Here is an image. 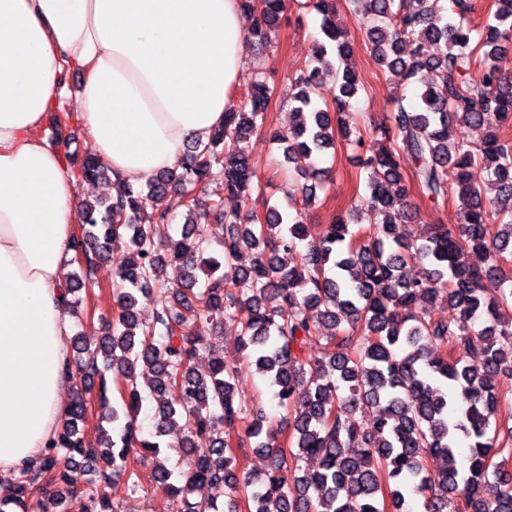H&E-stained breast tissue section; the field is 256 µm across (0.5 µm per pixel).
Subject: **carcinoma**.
I'll return each instance as SVG.
<instances>
[{"label": "carcinoma", "instance_id": "1", "mask_svg": "<svg viewBox=\"0 0 512 512\" xmlns=\"http://www.w3.org/2000/svg\"><path fill=\"white\" fill-rule=\"evenodd\" d=\"M349 2L377 67L414 88L413 102L394 101L377 128L383 146L365 160V232L334 217L318 243H306L303 208L318 199L313 184H295L300 204L286 210L273 205L260 216L246 208L258 185L248 142L275 92L264 71L208 142L187 146L181 172L140 185L115 177L116 195L82 205L85 225L71 246L83 255L82 274L66 276L64 292L80 315L76 293L110 261L116 308L95 345L71 337L68 366L87 385L73 392L35 464L0 476V512H116L115 482L140 487L132 457L152 461V479L173 497L175 512H241L242 492L249 512H385L386 502L390 512H409L417 495L423 512H512V426L492 421L512 392V273L502 266L512 254V0H494L479 28L468 22L470 0H450V20L437 16L431 0ZM240 4L253 17L251 38L271 45L288 0ZM313 8L324 40L294 80L292 124L274 135L297 174L335 148L336 131L348 136L346 118L362 88L332 0H313ZM329 73L336 87L314 97ZM462 128L486 134L473 146L457 134ZM404 158L414 164L422 197L459 200L456 223L433 224L416 240L394 235L416 216L406 191H392ZM475 166L485 181H472ZM78 172L89 181L111 174L94 156ZM201 186L212 224L187 220L171 236L162 201L175 190L191 214ZM226 195L244 208L224 211ZM121 236L130 250L114 259L109 243ZM301 248V266H286L282 255ZM244 251L253 262L239 268L234 261ZM173 265L183 268L175 285L167 278ZM438 301L448 315L430 314ZM243 310L240 350L290 414L287 448L265 409L237 398L238 368L218 347H209L207 373L193 364L198 339L189 316L221 328ZM469 320L478 328L459 335L458 323ZM471 354L482 357L481 366L466 364ZM171 390L175 402L166 398ZM148 399L155 412L143 434L136 420ZM92 400L102 410L95 446L82 427ZM362 404L377 408L370 427L357 416ZM177 425L182 437L172 455L166 437ZM235 446L266 458V472L238 474ZM428 456L446 462L436 476ZM309 458L318 461L312 470L300 465ZM77 467L90 475L81 494L66 487ZM42 479L47 486L39 488ZM221 486L220 506L208 490Z\"/></svg>", "mask_w": 512, "mask_h": 512}]
</instances>
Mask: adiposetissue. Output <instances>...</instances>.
I'll return each mask as SVG.
<instances>
[{
  "label": "adipose tissue",
  "mask_w": 512,
  "mask_h": 512,
  "mask_svg": "<svg viewBox=\"0 0 512 512\" xmlns=\"http://www.w3.org/2000/svg\"><path fill=\"white\" fill-rule=\"evenodd\" d=\"M239 0H0V472L29 467L64 417L62 301L77 178L48 142L62 73L97 156L129 183L224 122L247 65Z\"/></svg>",
  "instance_id": "adipose-tissue-1"
}]
</instances>
